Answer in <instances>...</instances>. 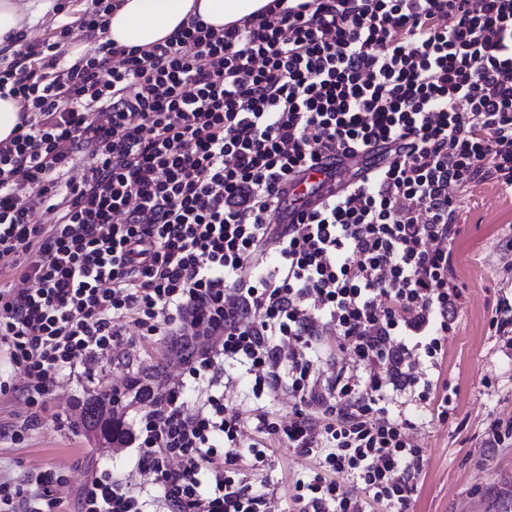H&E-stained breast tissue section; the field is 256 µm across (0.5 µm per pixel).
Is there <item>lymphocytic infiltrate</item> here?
<instances>
[{"label":"lymphocytic infiltrate","mask_w":512,"mask_h":512,"mask_svg":"<svg viewBox=\"0 0 512 512\" xmlns=\"http://www.w3.org/2000/svg\"><path fill=\"white\" fill-rule=\"evenodd\" d=\"M117 6L86 0L0 47V95L24 104L0 143V276L19 279L0 286V345L25 403L42 409L129 324L182 367L171 386L113 387V405H148L123 441L150 487L102 470L80 512H274L239 461L262 469L276 442L315 461L296 512H408L424 467L410 433L455 411L440 384L464 301L455 193L512 190V0H273L60 65L73 28L106 32ZM318 166L328 180L284 196ZM284 205L298 223H276ZM329 339L354 368L321 372ZM220 357L255 398L294 397L292 416L261 406L249 429L218 393L189 409ZM62 484L54 468L0 482V512L30 496L58 512Z\"/></svg>","instance_id":"obj_1"}]
</instances>
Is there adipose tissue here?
Wrapping results in <instances>:
<instances>
[{
  "label": "adipose tissue",
  "mask_w": 512,
  "mask_h": 512,
  "mask_svg": "<svg viewBox=\"0 0 512 512\" xmlns=\"http://www.w3.org/2000/svg\"><path fill=\"white\" fill-rule=\"evenodd\" d=\"M271 0H120L109 17L107 39L115 45L144 47L172 35L196 14L208 25L220 29L261 11Z\"/></svg>",
  "instance_id": "ef3b65f1"
}]
</instances>
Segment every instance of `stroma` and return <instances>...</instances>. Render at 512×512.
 <instances>
[{
    "label": "stroma",
    "instance_id": "stroma-1",
    "mask_svg": "<svg viewBox=\"0 0 512 512\" xmlns=\"http://www.w3.org/2000/svg\"><path fill=\"white\" fill-rule=\"evenodd\" d=\"M454 278L466 302L458 327L448 338L442 377L458 391L457 408L448 423L429 422L413 432L424 450L418 498L409 512H512V446L487 448L483 441L495 419H512V350L495 336L489 321L502 298H512V194L493 182L471 185L459 194ZM129 341L89 363L86 372L63 377L35 424L18 391L20 370L0 351V480L22 483L32 472L54 466L65 475L62 512H78V495L95 472L111 468L135 485L145 484L132 449L100 432L86 431L84 407L100 391L111 390L131 374L161 368L162 381H176L180 368L168 340ZM224 405L245 424H253L260 404L247 378L233 365L221 376ZM22 429L21 440L12 432ZM313 459L284 445H274L259 475L248 463L240 471L253 488H274L281 512H294V484L306 478Z\"/></svg>",
    "mask_w": 512,
    "mask_h": 512
}]
</instances>
